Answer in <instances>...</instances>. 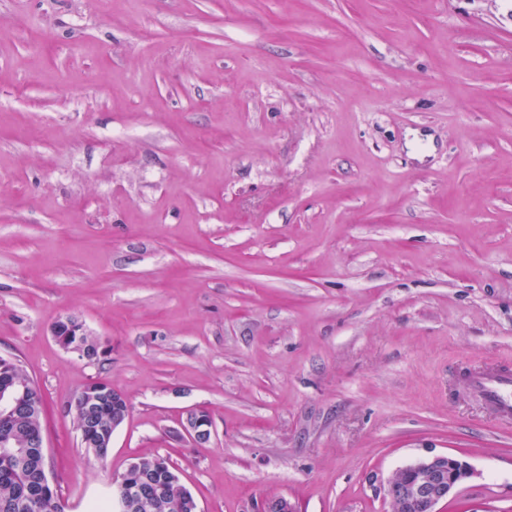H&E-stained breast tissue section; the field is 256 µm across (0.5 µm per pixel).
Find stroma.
Returning <instances> with one entry per match:
<instances>
[{
	"label": "stroma",
	"instance_id": "35a3bbf8",
	"mask_svg": "<svg viewBox=\"0 0 512 512\" xmlns=\"http://www.w3.org/2000/svg\"><path fill=\"white\" fill-rule=\"evenodd\" d=\"M0 356L65 512L157 455L201 512H390L435 454L441 512H512V425L452 390L512 362V0H0ZM51 333L55 342L61 348L77 353L88 360L97 359L103 352L102 344L98 339H88L86 341L83 338L84 336H89V334L82 323L71 317H64L56 322L51 328ZM73 336L77 337L74 338ZM86 352L94 353L95 355L93 357H86ZM106 382H92L83 387L74 397L70 404L71 410L77 407L79 401L86 410H90L96 400L95 393L87 391L92 386L97 391V403L93 410H77L74 414L76 429L80 434L81 441L84 437L99 436L101 438H110L112 433L120 426L126 418L129 411V402L126 396L122 394H113L112 387L106 385H94ZM121 408L124 412L123 417L118 416L112 421V406ZM183 429L186 436L197 446L207 444L212 435V422L208 413L202 409L187 412ZM472 474L466 461L433 455L396 469L379 491L392 512H439L437 505Z\"/></svg>",
	"mask_w": 512,
	"mask_h": 512
}]
</instances>
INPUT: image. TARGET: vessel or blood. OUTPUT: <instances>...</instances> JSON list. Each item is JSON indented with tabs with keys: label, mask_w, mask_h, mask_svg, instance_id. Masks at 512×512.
<instances>
[{
	"label": "vessel or blood",
	"mask_w": 512,
	"mask_h": 512,
	"mask_svg": "<svg viewBox=\"0 0 512 512\" xmlns=\"http://www.w3.org/2000/svg\"><path fill=\"white\" fill-rule=\"evenodd\" d=\"M457 393L478 401L497 419L512 422V365L497 363L465 370L456 380Z\"/></svg>",
	"instance_id": "b4317fda"
}]
</instances>
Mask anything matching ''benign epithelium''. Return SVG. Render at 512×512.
Returning <instances> with one entry per match:
<instances>
[{
  "label": "benign epithelium",
  "instance_id": "obj_1",
  "mask_svg": "<svg viewBox=\"0 0 512 512\" xmlns=\"http://www.w3.org/2000/svg\"><path fill=\"white\" fill-rule=\"evenodd\" d=\"M55 342L64 350L81 357L90 352H103L97 339L86 340L82 323L71 317H64L51 328ZM23 390L19 388L0 389V414H10L11 406L19 402ZM183 429L186 436L197 446L207 444L212 435V422L202 409L187 412ZM472 475L469 464L457 457L445 454L433 455L396 469L383 482L379 491L389 503L391 512H438L437 505L448 499L453 490ZM264 512H297L295 504L284 496L270 499Z\"/></svg>",
  "mask_w": 512,
  "mask_h": 512
}]
</instances>
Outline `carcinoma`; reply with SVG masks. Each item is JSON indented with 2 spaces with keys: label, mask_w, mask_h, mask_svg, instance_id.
Instances as JSON below:
<instances>
[{
  "label": "carcinoma",
  "mask_w": 512,
  "mask_h": 512,
  "mask_svg": "<svg viewBox=\"0 0 512 512\" xmlns=\"http://www.w3.org/2000/svg\"><path fill=\"white\" fill-rule=\"evenodd\" d=\"M13 383L27 388V395L19 401L16 410L7 418H0V441H24L42 428L39 414L44 408L43 395L29 379L15 360L0 358V387ZM97 403L93 410H78L74 422L80 437L89 438L112 436V388L95 385ZM160 459L145 458L137 460L143 468H150ZM164 470L156 472L154 485L150 486L142 512H191L193 500L182 497V491L169 482L173 466L168 459L162 460ZM44 459L38 448H26L21 455L0 452V512H58L57 490L48 487L41 489V477ZM136 473H130L125 480L115 482L110 497L93 504L96 512H115L113 504L131 492L130 479Z\"/></svg>",
  "instance_id": "carcinoma-1"
}]
</instances>
